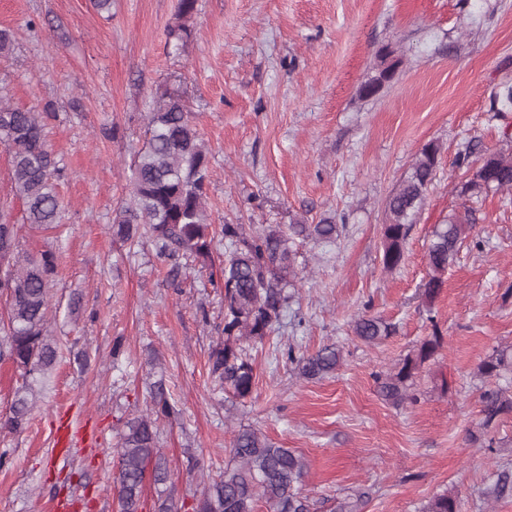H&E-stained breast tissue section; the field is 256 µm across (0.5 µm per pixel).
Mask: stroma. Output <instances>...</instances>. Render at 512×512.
I'll return each instance as SVG.
<instances>
[{
  "instance_id": "obj_1",
  "label": "stroma",
  "mask_w": 512,
  "mask_h": 512,
  "mask_svg": "<svg viewBox=\"0 0 512 512\" xmlns=\"http://www.w3.org/2000/svg\"><path fill=\"white\" fill-rule=\"evenodd\" d=\"M178 0H0L14 38L0 56V98L42 110L64 171L57 232L23 224L10 156L0 145V201L10 200L22 249L56 255L49 330L60 358L22 432L6 427L20 370L0 360V512H115L112 476L123 420L150 405L156 358L175 414L159 420L176 512L201 498L232 462L234 434L263 432L307 463L301 492L313 512L364 493L361 512H421L455 490L459 512H512L485 491L512 468V413L492 436L481 422L479 364L512 348V196L472 203V227L445 283L426 301L436 225L463 208L467 143L502 147L512 112L490 93L512 82V0H197L183 41ZM399 66L378 95L358 96L383 48ZM177 88L209 152L214 224L262 229L343 216L332 244L297 242L301 279L274 331L251 351L255 383L238 398L216 384L209 355L224 337V291L191 266L171 280L150 242L113 239L129 202L131 165L157 91ZM442 148L403 263L382 266L385 202L422 147ZM366 314L394 325L372 344L353 335ZM443 338L414 377L416 402L377 392L387 371L432 334ZM336 345L335 374L300 378L285 352Z\"/></svg>"
}]
</instances>
